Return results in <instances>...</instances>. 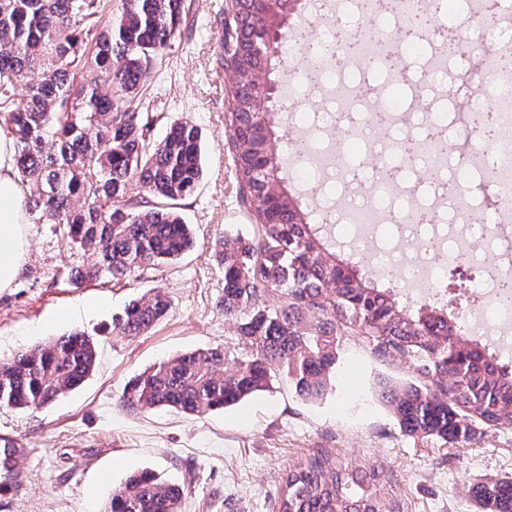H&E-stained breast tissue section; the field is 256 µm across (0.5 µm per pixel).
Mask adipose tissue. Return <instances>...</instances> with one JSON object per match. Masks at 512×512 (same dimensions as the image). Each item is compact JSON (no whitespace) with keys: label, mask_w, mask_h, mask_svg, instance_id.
Instances as JSON below:
<instances>
[{"label":"adipose tissue","mask_w":512,"mask_h":512,"mask_svg":"<svg viewBox=\"0 0 512 512\" xmlns=\"http://www.w3.org/2000/svg\"><path fill=\"white\" fill-rule=\"evenodd\" d=\"M14 174V141L0 134V292L12 288L26 260L28 214Z\"/></svg>","instance_id":"ef3b65f1"}]
</instances>
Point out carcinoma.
Here are the masks:
<instances>
[{
	"mask_svg": "<svg viewBox=\"0 0 512 512\" xmlns=\"http://www.w3.org/2000/svg\"><path fill=\"white\" fill-rule=\"evenodd\" d=\"M107 0H0V128L16 143V169L29 187L24 207L79 248L72 282L118 281L146 263L165 265L193 244L178 211L203 178L201 135L186 121L151 139L139 87L174 38L183 0H118L105 31ZM277 56H245L262 75ZM92 65L97 78L77 81ZM27 94L18 100L15 88ZM227 120L236 190L249 204L255 236H224L213 257L224 273V316L239 322V347L217 346L159 362L124 387L137 409L205 415L234 406L282 375L305 398L335 376L347 336L381 358L409 363L412 379L383 386L402 432L465 443L476 428L512 429V363L465 335L448 310L399 306L386 288L343 264L307 214L290 206L282 156L266 112ZM276 291L284 305L271 308ZM168 295L155 291L112 317V334L139 336L163 319ZM97 343L72 332L0 360V407L35 410L77 389L92 373ZM475 512H512V477L473 483ZM184 488L151 471L130 476L102 512H180ZM277 512H379L367 475L317 453L288 467Z\"/></svg>",
	"mask_w": 512,
	"mask_h": 512,
	"instance_id": "cac0c4a2",
	"label": "carcinoma"
}]
</instances>
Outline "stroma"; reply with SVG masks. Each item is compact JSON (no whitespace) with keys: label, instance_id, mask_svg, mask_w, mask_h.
Masks as SVG:
<instances>
[{"label":"stroma","instance_id":"obj_1","mask_svg":"<svg viewBox=\"0 0 512 512\" xmlns=\"http://www.w3.org/2000/svg\"><path fill=\"white\" fill-rule=\"evenodd\" d=\"M187 2L174 39L143 78L142 103L157 120L155 137L173 121L201 133L203 179L180 203L193 246L123 280L76 286L67 273L81 261L78 248L55 225L30 221L26 265L15 286L0 292V358L85 331L97 341V362L80 387L49 406L0 407V445L22 450L17 483L0 492V512H100L104 496L142 470L185 486L183 512H276L283 474L316 452L374 474L381 512H474L473 481L512 474V429L483 431L464 447L405 435L376 392L408 378L407 365L378 360L360 337L344 340L335 383L318 399L277 377L268 390L204 416L125 405V385L144 370L235 343L213 246L225 234L254 233L227 146L224 0ZM156 288L170 297L165 319L134 338L111 335L113 316Z\"/></svg>","mask_w":512,"mask_h":512}]
</instances>
